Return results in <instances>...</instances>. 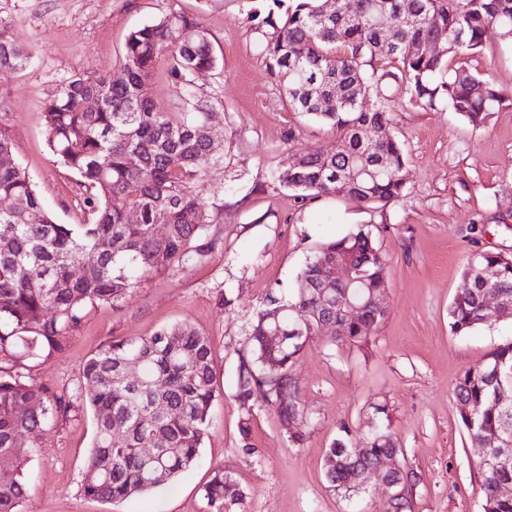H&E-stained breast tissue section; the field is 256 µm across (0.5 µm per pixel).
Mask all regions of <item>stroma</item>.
Returning <instances> with one entry per match:
<instances>
[{
  "label": "stroma",
  "mask_w": 512,
  "mask_h": 512,
  "mask_svg": "<svg viewBox=\"0 0 512 512\" xmlns=\"http://www.w3.org/2000/svg\"><path fill=\"white\" fill-rule=\"evenodd\" d=\"M262 6V0H0V28L31 56L25 68L0 70V119L60 224L87 222L85 189L48 146L43 101L76 74L122 79L127 35L173 11L200 19L218 59L215 70L196 80L220 158L207 171L203 193L212 215L209 247L144 282L119 306L89 308L63 354L18 372L24 383L85 399L91 389L83 365L104 344L189 325L210 340L219 390L199 456L159 490L118 502L85 497L81 481L96 417L83 402L34 441L23 463L24 512H210L204 490L220 467L244 489V512H392L378 478L347 500L329 492L323 476L333 440L347 433L363 444L378 404L386 405L402 450L412 512H482L480 451L459 421L452 390L466 369L512 341V320L492 318L455 335L448 307L466 285L469 254L512 257V105L478 128L443 107L404 106L392 123L407 155L401 197L377 209L348 196L297 200L269 187L270 171L285 155L332 144L336 136L290 111L247 21ZM462 62L512 95V45L498 30ZM356 225L370 231L386 259V315L364 343L328 335L308 343L294 371L307 439L295 448L273 409L248 411L235 400L238 357L269 295L291 296L317 246Z\"/></svg>",
  "instance_id": "obj_1"
}]
</instances>
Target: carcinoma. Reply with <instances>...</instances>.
Returning a JSON list of instances; mask_svg holds the SVG:
<instances>
[{
    "instance_id": "cac0c4a2",
    "label": "carcinoma",
    "mask_w": 512,
    "mask_h": 512,
    "mask_svg": "<svg viewBox=\"0 0 512 512\" xmlns=\"http://www.w3.org/2000/svg\"><path fill=\"white\" fill-rule=\"evenodd\" d=\"M382 1L399 44L377 34L375 7ZM249 22L267 67L283 83L290 109L327 125L336 143L316 148L297 162L287 156L270 184L296 196L353 195L384 207L405 189L406 156L390 126L402 99L375 96L378 87L402 88L413 106L448 109L473 126L512 97L463 67H451L448 54L432 45L453 43L451 53H476L487 30L512 40V0H348L350 15L324 11L322 0H270ZM415 21H407V17ZM195 36L187 41L184 31ZM179 89L183 108L171 112L149 95L160 62ZM30 57L9 32L0 29V68L19 69ZM126 77L114 83L104 75L74 76L42 104L40 117L50 150L78 174L89 192L92 221L58 224L44 209L25 169L10 160L14 143L0 120V471L13 473L0 483V512H22L28 482L20 461L27 454L22 436L35 437L75 407L72 397L21 382L12 372L31 361L64 352L86 317L87 306L122 303L143 281L188 260L191 244L212 222L202 199L207 168L219 162L196 129L210 119L194 91L193 71L217 66L210 38L199 18L171 12L133 30L123 52ZM342 97L324 104L329 88ZM370 127L375 138L360 145L356 131ZM384 160L370 167L365 151ZM137 157V164L129 162ZM39 213L37 223L29 215ZM139 222L131 223L128 213ZM95 263L85 264L87 254ZM354 269L355 283L338 285L328 277L331 263ZM493 275L500 296L499 316L512 317V260L475 252L466 259V287L448 309V324L464 335L487 321L482 271ZM386 261L362 226L320 244L298 276L292 300L267 299L249 326L247 353L239 358L235 398L243 406L276 410L288 441L301 447L307 420L292 373L307 344L331 333L348 343L365 341L383 320L371 295L385 288ZM361 306L363 327L336 313V295ZM280 328L283 343L270 346L267 332ZM192 358L186 359L185 354ZM136 360L141 382L130 385L125 366ZM82 378L93 387L96 435L81 489L85 496L122 500L169 484L197 459L217 398V378L209 340L186 324L152 336L103 346L84 365ZM454 399L472 444L486 447L478 475L483 512H512V342L498 345L486 360L465 370ZM359 457L348 438L333 441L324 460L327 488L343 498L359 496L357 480L367 467L402 453L389 426L367 435ZM156 448L152 459L141 449ZM108 459L110 470L99 462ZM396 512H409L408 474L391 480ZM211 512H242L245 494L233 473L219 469L205 488Z\"/></svg>"
}]
</instances>
